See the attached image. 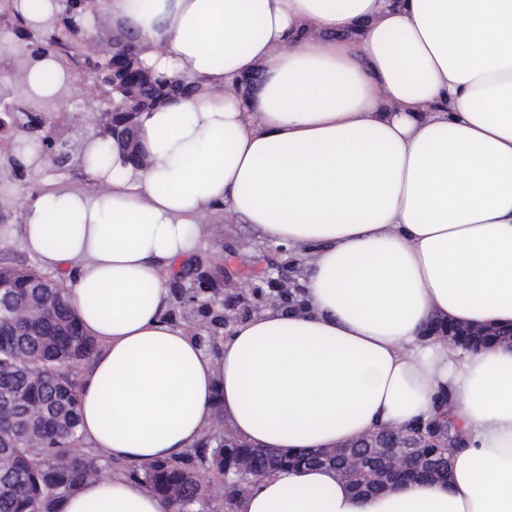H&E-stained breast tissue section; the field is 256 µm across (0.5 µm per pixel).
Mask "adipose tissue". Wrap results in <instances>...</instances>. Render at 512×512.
Instances as JSON below:
<instances>
[{"instance_id": "adipose-tissue-1", "label": "adipose tissue", "mask_w": 512, "mask_h": 512, "mask_svg": "<svg viewBox=\"0 0 512 512\" xmlns=\"http://www.w3.org/2000/svg\"><path fill=\"white\" fill-rule=\"evenodd\" d=\"M139 57L196 90L142 113L147 164L91 157L8 238L63 280L99 350L80 433L147 464L226 420L257 448H333L434 414L445 482L359 495L325 467L261 479L239 512H512V346L429 322L512 326V0H108ZM225 217L305 252L306 308L238 322L219 354L168 318L170 277ZM54 512H165L113 473Z\"/></svg>"}]
</instances>
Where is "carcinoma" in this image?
<instances>
[{
    "label": "carcinoma",
    "mask_w": 512,
    "mask_h": 512,
    "mask_svg": "<svg viewBox=\"0 0 512 512\" xmlns=\"http://www.w3.org/2000/svg\"><path fill=\"white\" fill-rule=\"evenodd\" d=\"M51 19L32 22L18 16L9 34L31 49L33 57L55 56L63 48L78 66L82 81L90 83L95 101L101 103L112 87L98 81L99 58L84 50L81 33L62 46ZM127 69L137 65L138 52L129 39L112 52ZM136 93L148 92L151 110L166 103L177 89L163 75H149V87L138 83ZM38 272L10 264L0 265V310L25 300L41 304L44 291L34 288ZM55 292L59 304L47 319L18 330L11 320L0 317V512H52L56 497L77 485L97 478L101 470H121L139 481L153 494L168 502L174 512H217L214 497L207 493L202 476L221 481L236 477L237 464L249 461L250 471L233 487L245 494L260 478L300 466H313L311 448H256L238 442L236 448H222L207 439L178 460H158L146 465L99 462L92 450L84 449L79 433V385L74 369L97 352L95 339L83 335L78 318L65 298L64 284ZM512 327L486 326L478 329V339L492 346L508 340ZM456 437L448 445L424 449L427 465L405 472L402 483L444 479Z\"/></svg>",
    "instance_id": "cac0c4a2"
}]
</instances>
